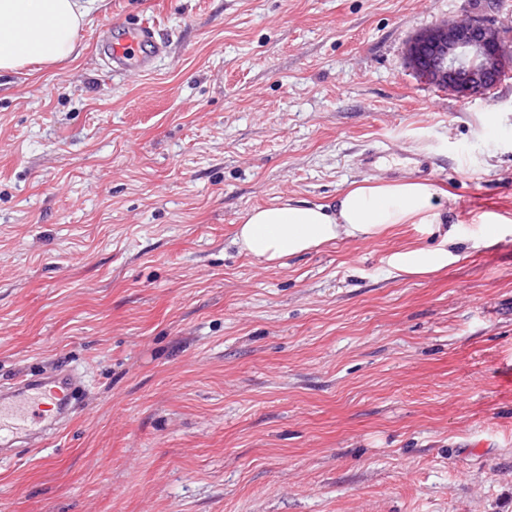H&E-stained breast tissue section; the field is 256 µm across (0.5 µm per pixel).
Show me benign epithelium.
Listing matches in <instances>:
<instances>
[{"instance_id": "obj_1", "label": "benign epithelium", "mask_w": 512, "mask_h": 512, "mask_svg": "<svg viewBox=\"0 0 512 512\" xmlns=\"http://www.w3.org/2000/svg\"><path fill=\"white\" fill-rule=\"evenodd\" d=\"M407 60L421 80L469 99L485 95L512 70V45L492 20L471 15L417 33Z\"/></svg>"}]
</instances>
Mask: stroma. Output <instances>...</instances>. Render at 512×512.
<instances>
[{
    "mask_svg": "<svg viewBox=\"0 0 512 512\" xmlns=\"http://www.w3.org/2000/svg\"><path fill=\"white\" fill-rule=\"evenodd\" d=\"M474 14L512 41V0H105L75 60L0 75V382L86 386L0 512H512V77L464 100L406 60ZM140 19L163 53L112 72L99 35ZM408 151L463 260L389 277L411 226L239 254L251 208Z\"/></svg>",
    "mask_w": 512,
    "mask_h": 512,
    "instance_id": "1",
    "label": "stroma"
}]
</instances>
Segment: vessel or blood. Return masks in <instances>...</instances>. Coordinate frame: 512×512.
<instances>
[{"label":"vessel or blood","mask_w":512,"mask_h":512,"mask_svg":"<svg viewBox=\"0 0 512 512\" xmlns=\"http://www.w3.org/2000/svg\"><path fill=\"white\" fill-rule=\"evenodd\" d=\"M163 52L153 27L128 24L121 38L101 44V54L116 72L149 71ZM83 386L69 367L34 373L0 385V445L11 447L64 429L82 405Z\"/></svg>","instance_id":"vessel-or-blood-1"}]
</instances>
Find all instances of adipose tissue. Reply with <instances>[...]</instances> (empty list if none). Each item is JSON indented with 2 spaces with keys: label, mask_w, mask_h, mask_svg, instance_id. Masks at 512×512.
<instances>
[{
  "label": "adipose tissue",
  "mask_w": 512,
  "mask_h": 512,
  "mask_svg": "<svg viewBox=\"0 0 512 512\" xmlns=\"http://www.w3.org/2000/svg\"><path fill=\"white\" fill-rule=\"evenodd\" d=\"M104 0H0V74L70 58L78 36ZM431 184L413 180L366 183L329 204L284 198L250 209L237 226L240 252L274 267L338 240H373L403 224H422L436 245L398 251L390 276L427 275L460 260L464 240L447 211L432 204Z\"/></svg>",
  "instance_id": "1"
}]
</instances>
